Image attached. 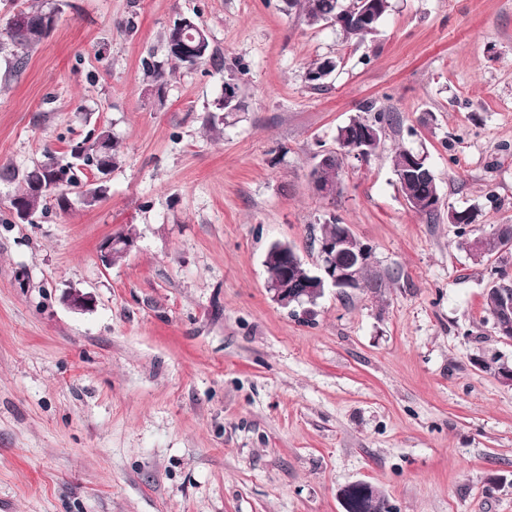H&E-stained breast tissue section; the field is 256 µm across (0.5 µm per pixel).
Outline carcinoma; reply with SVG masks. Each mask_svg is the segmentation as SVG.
<instances>
[{
	"label": "carcinoma",
	"mask_w": 512,
	"mask_h": 512,
	"mask_svg": "<svg viewBox=\"0 0 512 512\" xmlns=\"http://www.w3.org/2000/svg\"><path fill=\"white\" fill-rule=\"evenodd\" d=\"M287 10L298 9L308 23L320 24L331 21L338 15L355 16L361 12L362 0H285ZM23 12L29 14L30 22L25 28L9 26L6 39L14 56V71L22 73L28 63L30 52L55 29L56 8L45 0H30ZM167 60L177 65H189V53L176 51L170 46V33H164ZM338 66L336 58H321L313 61L307 68L308 74H320L315 88L323 87ZM143 71L151 82L161 87L166 83L167 71L164 63L145 59ZM366 115L354 116L340 126L336 132V144L339 151L331 153L323 163L314 167L310 176L316 181L327 184L336 181L339 173L336 167L343 162L344 154L356 152L362 147V140L370 128L383 130L387 126L398 124L399 116L395 112H375L373 106L364 108ZM85 141L92 142L84 155H70V158L57 157L52 152L44 154V159L31 167L18 172L8 166L0 168V178L19 180L20 188L10 199L9 216L0 220L3 224L22 221L20 212L30 217L45 212L55 206L63 213L71 207L68 194L78 191L82 203L87 207L95 206L103 195L99 186H87L88 175H106L118 164L120 147L111 132L102 127L93 130ZM397 176L398 189L410 208L429 219L439 213V189L428 158H423L418 167H413L409 150L396 151L392 159ZM478 211L475 209L454 210L448 212V221L456 228V247L467 253L474 261L482 263L499 258V254L512 243V224L502 225V229L488 235L478 232L475 222ZM512 293L503 287H492L486 294L487 310L493 319V325L512 326Z\"/></svg>",
	"instance_id": "carcinoma-1"
}]
</instances>
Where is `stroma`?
<instances>
[{"label": "stroma", "instance_id": "35a3bbf8", "mask_svg": "<svg viewBox=\"0 0 512 512\" xmlns=\"http://www.w3.org/2000/svg\"><path fill=\"white\" fill-rule=\"evenodd\" d=\"M54 31L13 75L0 49V166L69 154L93 129L124 155L98 205L3 223L0 512H342L365 481L395 512H512V344L486 310L491 263L454 247L451 210L512 224V0H391L347 40L282 0H56ZM198 15L214 59L141 61ZM322 89L305 79L322 57ZM237 84L245 108L205 120ZM398 112L343 190L315 195L319 150L366 104ZM427 154L443 215L398 190L391 156ZM372 249L379 287L292 310L264 256L307 267L329 216ZM132 233L126 258L100 246ZM93 306L71 310L69 289Z\"/></svg>", "mask_w": 512, "mask_h": 512}]
</instances>
